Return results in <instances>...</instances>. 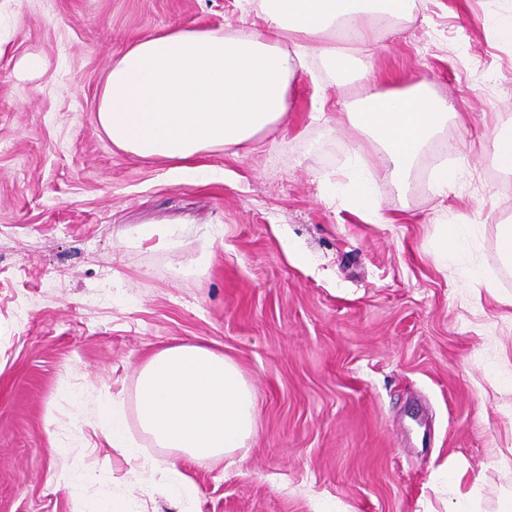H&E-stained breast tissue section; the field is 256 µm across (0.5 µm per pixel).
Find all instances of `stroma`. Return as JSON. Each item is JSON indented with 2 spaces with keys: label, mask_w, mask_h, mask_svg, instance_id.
I'll list each match as a JSON object with an SVG mask.
<instances>
[{
  "label": "stroma",
  "mask_w": 512,
  "mask_h": 512,
  "mask_svg": "<svg viewBox=\"0 0 512 512\" xmlns=\"http://www.w3.org/2000/svg\"><path fill=\"white\" fill-rule=\"evenodd\" d=\"M496 17L512 0H417L372 46L321 37L276 130L203 152L210 172L191 182L112 144L104 77L119 49L176 26L259 32L258 0H0V512L79 497L118 512H512V269L497 256L512 174L493 154L512 42ZM326 47L359 59L354 81ZM396 78L452 107L438 137L453 179L436 193L424 147L373 224L346 173L356 157L381 183L384 162L349 113ZM445 224L476 236L465 266L434 260ZM184 341L234 359L255 394L233 461L140 428V366ZM115 401L139 460L99 427ZM172 462L191 499L172 495ZM65 465L86 481L62 483Z\"/></svg>",
  "instance_id": "obj_1"
}]
</instances>
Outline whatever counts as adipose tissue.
Masks as SVG:
<instances>
[{
	"mask_svg": "<svg viewBox=\"0 0 512 512\" xmlns=\"http://www.w3.org/2000/svg\"><path fill=\"white\" fill-rule=\"evenodd\" d=\"M270 23L249 38L176 28L115 54L98 105L101 128L118 149L175 163L192 177L212 147L248 144L284 119L288 92L309 41L343 29L367 43L415 0H260ZM292 48H285L284 40ZM351 119L381 152L389 185L401 189L422 147L448 121V102L426 80L363 97ZM141 429L158 447L192 457L246 450L255 400L232 359L180 343L152 354L137 379Z\"/></svg>",
	"mask_w": 512,
	"mask_h": 512,
	"instance_id": "ef3b65f1",
	"label": "adipose tissue"
}]
</instances>
